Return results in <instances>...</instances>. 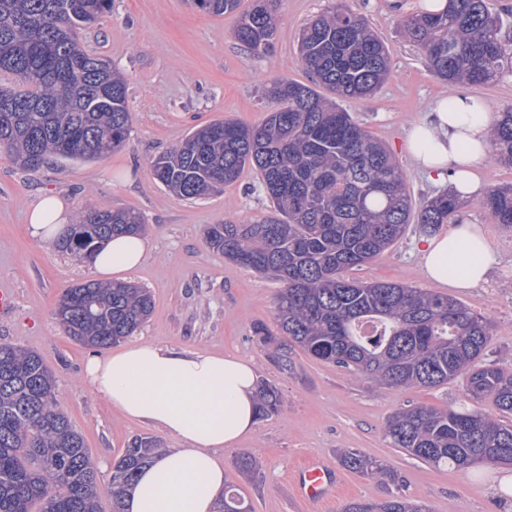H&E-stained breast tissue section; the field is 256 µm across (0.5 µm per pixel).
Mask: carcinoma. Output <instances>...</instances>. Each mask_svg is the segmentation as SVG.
I'll return each instance as SVG.
<instances>
[{
  "label": "carcinoma",
  "instance_id": "carcinoma-1",
  "mask_svg": "<svg viewBox=\"0 0 512 512\" xmlns=\"http://www.w3.org/2000/svg\"><path fill=\"white\" fill-rule=\"evenodd\" d=\"M216 16L240 0H191ZM279 0H253L235 38L264 55L278 25ZM112 0H0V149L23 168L47 155L91 161L121 147L132 113L126 82L110 63L83 50L81 30L111 10ZM488 0H447L440 13H409L400 34L417 45L429 72L452 85L485 86L512 72V40ZM298 52L310 83L271 80L265 96L275 107L259 126L224 120L192 132L151 164L153 178L185 199H199L259 174L271 212L247 224H212L206 238L224 258L281 284L276 331L253 326L274 346L271 361L288 370V347L399 389L462 380L468 397L494 395L498 414L416 405L388 416L384 433L395 448L435 467L512 466V370L484 359L491 323L455 298L394 281H360L348 272L387 251L411 223L425 234L455 224L463 207L446 191L414 208L399 159L341 106L373 95L390 75L385 43L368 21L334 0L301 29ZM328 91L323 94L318 88ZM488 140L512 165V107L491 125ZM490 223L512 229V184H491L481 199ZM134 210L82 211L63 251L90 260L112 237L138 235ZM150 293L128 283L86 282L64 290L55 316L76 343L95 349L134 335L152 312ZM366 323L377 332L362 333ZM58 380L39 354L0 343V512H98L105 491L113 512L138 470L161 447L135 436L112 463L101 488L82 436L58 409ZM259 418L281 406L279 389L259 391ZM340 464L380 480L394 475L353 448ZM221 512H251L244 497L224 493ZM344 512H431L429 505L390 494L354 501Z\"/></svg>",
  "mask_w": 512,
  "mask_h": 512
}]
</instances>
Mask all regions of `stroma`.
<instances>
[{"instance_id": "stroma-1", "label": "stroma", "mask_w": 512, "mask_h": 512, "mask_svg": "<svg viewBox=\"0 0 512 512\" xmlns=\"http://www.w3.org/2000/svg\"><path fill=\"white\" fill-rule=\"evenodd\" d=\"M330 4L331 0H281L274 45L257 56L234 39L235 16L203 12L191 0H112L111 11L82 32L81 45L124 75L132 113L126 141L99 160L50 158L36 170L15 165L0 150V279L10 281L18 295L15 314L0 319V342L37 352L56 374L57 404L83 436L101 483L109 482L113 459L134 436L161 437L167 447H176L175 439L125 418L83 381L91 351L65 335L54 311L66 288L95 280L96 275L90 263L32 238L26 221L48 192L61 195L74 216L88 207L132 209L147 226L148 251L125 279L148 289L154 300L153 313L136 340L235 352L254 362L260 382L274 383L280 391L279 412L257 422L223 454L226 483L248 501L252 512H341L350 501L380 500L392 492L425 502L433 512H512V496L494 491L512 468H437L392 447L383 434L387 417L405 406L467 407L491 413L492 396L473 400L459 380L435 388L395 389L298 349L288 371L271 362L253 337L252 326H274L279 283L225 259L209 248L204 235L211 224L267 215L270 202L253 169H245L237 182L202 199L176 197L151 175V161L180 145L193 127L224 119L261 124L271 108L263 95L271 79L306 81L297 37L304 24ZM347 4L386 43L392 73L375 95L344 101L343 106L399 159L413 201L429 199L448 185L430 181L407 156L404 141L411 128L434 101L460 92L476 97L491 112L503 111L512 106V73L489 86L448 85L428 72L421 51L398 32L399 18L419 11V0ZM460 217L481 228L499 258L487 282L458 289L428 280L418 252L423 235L413 224L388 251L354 270L353 276L397 281L457 298L492 322L486 361L512 369V231L490 223L475 196L467 198ZM341 448L383 461L396 483L347 470L335 500L314 505L298 501L291 487L293 469L310 457L336 463ZM244 452L257 454L261 461L255 477H244L236 468V459Z\"/></svg>"}]
</instances>
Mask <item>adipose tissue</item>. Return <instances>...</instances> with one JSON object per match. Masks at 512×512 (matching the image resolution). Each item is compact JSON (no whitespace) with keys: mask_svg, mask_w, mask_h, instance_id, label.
I'll return each instance as SVG.
<instances>
[{"mask_svg":"<svg viewBox=\"0 0 512 512\" xmlns=\"http://www.w3.org/2000/svg\"><path fill=\"white\" fill-rule=\"evenodd\" d=\"M489 109L473 111L472 99L439 101L416 124L407 148L419 168L438 179L451 178L463 197L481 193L473 168L487 155ZM69 221L65 201L44 196L28 214V230L44 243L61 239ZM147 242L117 236L97 254V276L121 277L138 267ZM424 275L431 281L471 288L485 282L496 263L478 225L463 223L453 232L426 238L421 251ZM461 271L448 277V261ZM83 379L92 392L127 418L152 425L177 440L144 467L124 500L125 512H215L224 491L220 454L254 428L257 373L253 362L232 353L134 343L88 360Z\"/></svg>","mask_w":512,"mask_h":512,"instance_id":"adipose-tissue-1","label":"adipose tissue"}]
</instances>
